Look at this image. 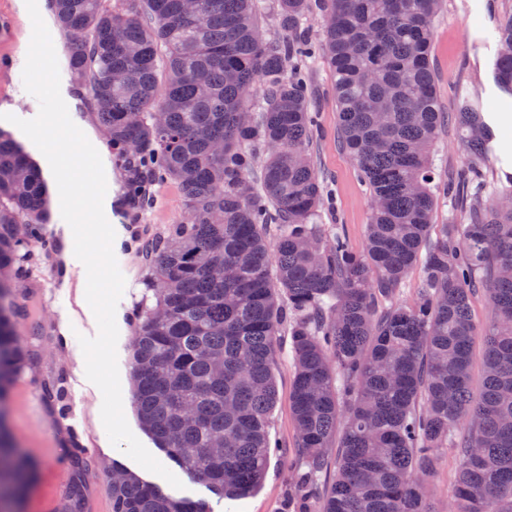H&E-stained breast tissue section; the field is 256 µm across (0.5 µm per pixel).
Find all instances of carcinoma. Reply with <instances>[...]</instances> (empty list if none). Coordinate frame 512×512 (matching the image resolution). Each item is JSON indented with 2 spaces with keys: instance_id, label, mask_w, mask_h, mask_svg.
I'll use <instances>...</instances> for the list:
<instances>
[{
  "instance_id": "1",
  "label": "carcinoma",
  "mask_w": 512,
  "mask_h": 512,
  "mask_svg": "<svg viewBox=\"0 0 512 512\" xmlns=\"http://www.w3.org/2000/svg\"><path fill=\"white\" fill-rule=\"evenodd\" d=\"M442 2L276 0L280 33L265 38L260 0H201L191 18L182 0H52L71 35L67 71L89 84L131 205L145 210L147 187L168 180L182 192L184 219L142 247L155 302L142 304L131 343L134 400L157 446L221 498L251 494L265 475L286 328L302 512H435L443 448L457 462L448 512H512V278L500 274L512 264V208L501 206L512 194L481 192L491 141L467 103L453 112L467 174L435 181L448 125L430 61ZM496 33L498 75L512 85V17ZM317 57L370 195L360 251L321 220L304 77ZM442 195L450 216L433 237ZM45 217L41 171L0 130V406L35 356L16 337L15 297ZM418 264L423 278L401 302ZM481 289L492 308L483 330L472 314ZM112 472V512H208ZM34 475L0 425V512H21ZM64 512H85L81 482Z\"/></svg>"
}]
</instances>
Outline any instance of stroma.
<instances>
[{
  "label": "stroma",
  "instance_id": "obj_1",
  "mask_svg": "<svg viewBox=\"0 0 512 512\" xmlns=\"http://www.w3.org/2000/svg\"><path fill=\"white\" fill-rule=\"evenodd\" d=\"M511 15L512 0H443L433 26L432 64L439 79L443 111H454L459 99H470L479 105L497 135L502 161L489 173L484 187L488 197L512 189V126L502 121L505 96L493 80L497 58L494 34L499 23ZM31 29L32 22L21 15L18 0H0V57L24 56ZM307 77L315 90L314 105L319 117L314 157L335 196L334 209L324 214L323 221L342 225L350 244L358 249L364 243L369 221V193L357 177L353 159L337 141L336 104L324 62H312ZM61 86L68 94L66 104L72 121L97 148L104 164L108 186L104 212L116 232L113 250L125 278L116 308L117 357L123 409L132 433L160 463L177 474L184 485L183 496L206 501L210 512H288L291 476L300 461L288 412L292 372L287 352H280L275 368L278 403L270 436L278 447L271 455L261 486L248 497L225 504L203 484L181 472L143 430L134 404L129 364V343L147 295L146 267L140 246L143 238L160 234L168 225L179 222L185 215V204L176 185L155 186L151 189L153 202L149 208L139 217H131L124 200V168L97 121L94 100L86 87L67 80ZM0 129L12 132L40 168L48 193L47 239L31 247L32 275L38 283L46 281L47 286L42 289L37 284L18 298L20 304L29 308L28 314L19 319L20 334L34 349L36 359L15 378L10 398L0 408L17 453L38 465L36 480L24 499L23 512H60L74 475L80 476L87 488L86 512H112V491L106 473L113 465H120L146 481H156L157 476L111 444L100 415L102 393L86 377L78 338L96 336L98 328L85 298L86 270L73 256V234L66 229L61 216L58 189L49 163L13 124L1 122ZM461 138L458 126L449 125L438 147V172L449 180L458 179L467 167ZM52 385L65 386V396L41 401L38 410H31L30 395L44 392ZM73 421L85 430L79 438L80 444L90 449L88 463L82 467L68 462L69 424Z\"/></svg>",
  "mask_w": 512,
  "mask_h": 512
}]
</instances>
